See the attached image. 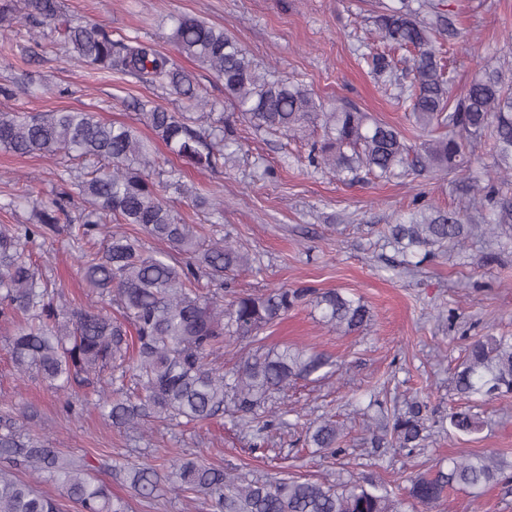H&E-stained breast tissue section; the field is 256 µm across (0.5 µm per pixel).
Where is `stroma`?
Masks as SVG:
<instances>
[{
	"mask_svg": "<svg viewBox=\"0 0 512 512\" xmlns=\"http://www.w3.org/2000/svg\"><path fill=\"white\" fill-rule=\"evenodd\" d=\"M64 13L77 21L106 26L113 38L136 37L176 60L194 77L200 96L224 111V83L200 63L178 55L170 40L175 14H189L223 27L263 67L305 84L318 97L341 99L374 117L408 128L396 104L397 86L372 74L365 61L379 38L370 21L371 0H59ZM464 34L448 51L453 91L470 80L477 60L501 69L512 87V0H445ZM0 86L13 87L33 78L42 91L30 97L0 96V108L25 112L82 109L107 122H131L136 100L146 97L173 112L190 111L180 96L120 73H97L67 63L49 46L32 48L26 28H0ZM233 125L242 149L214 171L185 167L184 191L166 190L167 202L184 221L202 227L206 236L226 237L255 257V271L238 273L236 291L271 288L339 289L361 296L372 320L343 334L316 320L310 305L289 311L267 329L260 343L244 340L222 349L216 364L232 367L255 351L293 345L311 348L336 363L328 374L290 385L275 409L285 424L273 433L269 456L251 452V431L237 414L225 412L197 427L154 424L145 435L113 427L94 407L79 415L66 402L81 405L89 395L77 388L71 398L48 391L36 374L20 377L7 353L10 323L0 321V415L11 414L22 434L42 437L50 447L84 455L94 466L123 458L155 464L175 457L197 456L209 465L238 464L247 477L282 474L314 479L358 480L373 477L407 489L410 476L432 474L441 463L462 452L503 453L512 463V396L487 401V425L465 435L432 428L419 448L405 451L372 442L370 425L387 413L404 409L416 393L428 396L430 419L447 417L457 405L453 377L469 338L512 335V226L496 240L473 238L464 246L403 256L384 238L387 225L413 211L416 203L442 212L460 203L458 176L425 173L389 182L366 176L342 182L325 170L310 167L303 142L281 134L257 132L241 119ZM63 161L53 155L17 156L0 150V224L33 222L31 204L3 210L10 193L34 178L42 194L54 192ZM223 200L224 218L211 223L193 206L192 194ZM39 258L40 272L62 281L63 300L85 307L100 304L73 258L78 245L66 235H53ZM383 408L369 405L371 395ZM325 418L344 430L339 459L304 447L303 423ZM112 492L128 501L130 512H210L201 497L176 495L161 485L156 496L142 500L122 479ZM416 512H512V481L489 488L480 501L467 490L453 489L436 504L416 505Z\"/></svg>",
	"mask_w": 512,
	"mask_h": 512,
	"instance_id": "stroma-1",
	"label": "stroma"
}]
</instances>
